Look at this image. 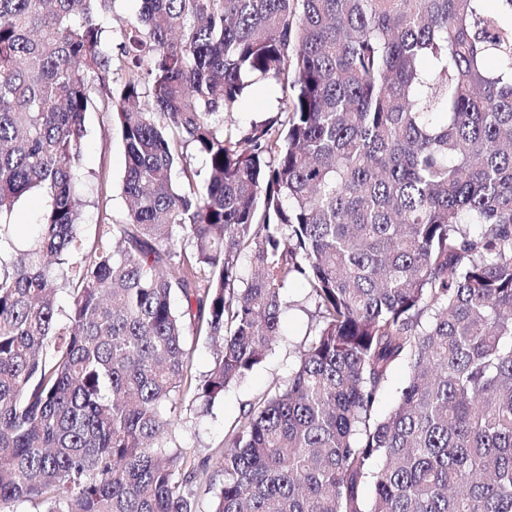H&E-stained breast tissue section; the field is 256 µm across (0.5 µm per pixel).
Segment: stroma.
Masks as SVG:
<instances>
[{
    "mask_svg": "<svg viewBox=\"0 0 512 512\" xmlns=\"http://www.w3.org/2000/svg\"><path fill=\"white\" fill-rule=\"evenodd\" d=\"M281 96V88L275 84L254 88L241 102L236 120L246 125L251 120L275 115ZM110 123L111 116L105 112H91L86 116L87 135L78 160L79 188L84 200L78 232L87 248L102 229V214H109L118 222L127 212V200L122 192L125 152L117 132L110 130ZM285 298L291 306L282 316L279 342L264 362L226 390L209 409L198 405L183 408L181 421L172 436L176 446L188 457L201 462L220 452L225 434L237 424L243 409L276 385L285 383L296 363L298 350L309 342L315 330V306L303 283H291L285 290Z\"/></svg>",
    "mask_w": 512,
    "mask_h": 512,
    "instance_id": "1",
    "label": "stroma"
}]
</instances>
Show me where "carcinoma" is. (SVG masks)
<instances>
[{"mask_svg": "<svg viewBox=\"0 0 512 512\" xmlns=\"http://www.w3.org/2000/svg\"><path fill=\"white\" fill-rule=\"evenodd\" d=\"M110 18L0 0V512H199L182 397L265 360L293 280L315 333L225 437L209 512H512V0H141L116 56ZM261 81L280 110L235 123ZM89 112L130 208L82 252ZM45 208V200L38 193L23 196L15 207L13 220L16 224H38ZM214 349L205 336H200L193 354V371L198 377L205 375L213 366ZM409 375V368L405 364L396 366L391 374L387 385L381 393L374 411L375 417H383L393 407L401 388L405 385Z\"/></svg>", "mask_w": 512, "mask_h": 512, "instance_id": "1", "label": "carcinoma"}]
</instances>
